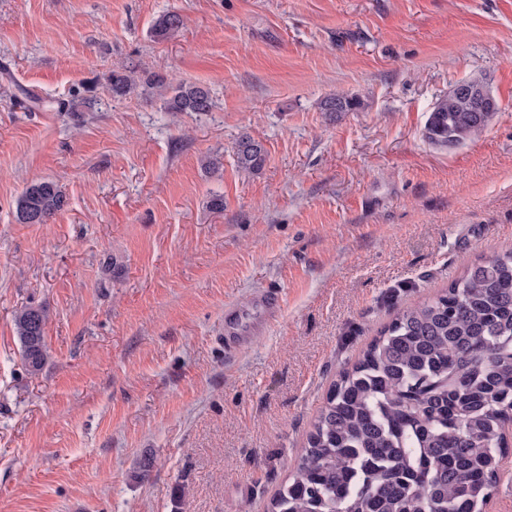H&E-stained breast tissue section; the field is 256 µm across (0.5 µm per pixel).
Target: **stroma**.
I'll use <instances>...</instances> for the list:
<instances>
[{
  "label": "stroma",
  "mask_w": 512,
  "mask_h": 512,
  "mask_svg": "<svg viewBox=\"0 0 512 512\" xmlns=\"http://www.w3.org/2000/svg\"><path fill=\"white\" fill-rule=\"evenodd\" d=\"M168 12L184 25L154 41ZM1 63L0 512H266L338 371L512 244V0H0ZM119 67L139 78L123 98ZM470 77L500 112L431 144ZM180 83L212 111L166 112ZM336 93L360 109L322 111ZM40 179L68 203L18 223ZM267 291L278 318L226 352L225 306ZM31 302L35 375L14 326ZM134 71H112L108 78L109 90L113 97H126L134 92L137 83L133 77ZM237 166L244 172H259L266 160L262 145L248 136L239 139L235 145ZM47 321L48 311L42 304L30 303L14 315L21 360L31 374L42 371L48 360L45 336Z\"/></svg>",
  "instance_id": "stroma-1"
}]
</instances>
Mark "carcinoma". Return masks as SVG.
<instances>
[{"mask_svg":"<svg viewBox=\"0 0 512 512\" xmlns=\"http://www.w3.org/2000/svg\"><path fill=\"white\" fill-rule=\"evenodd\" d=\"M184 25L168 12L151 36L165 40ZM113 97L136 88L133 72L108 78ZM208 87L180 83L168 112H209ZM359 102L334 94L325 112H352ZM481 112L439 98L425 137L446 147L485 128ZM237 166L259 172L262 145H235ZM67 205L62 186L40 180L16 201L21 224H45ZM48 311L30 303L15 312L20 355L37 374L47 363ZM512 424V245L475 261L435 298L399 310L350 368L343 369L311 424L299 463L270 500L268 512H482L500 480Z\"/></svg>","mask_w":512,"mask_h":512,"instance_id":"carcinoma-1","label":"carcinoma"}]
</instances>
